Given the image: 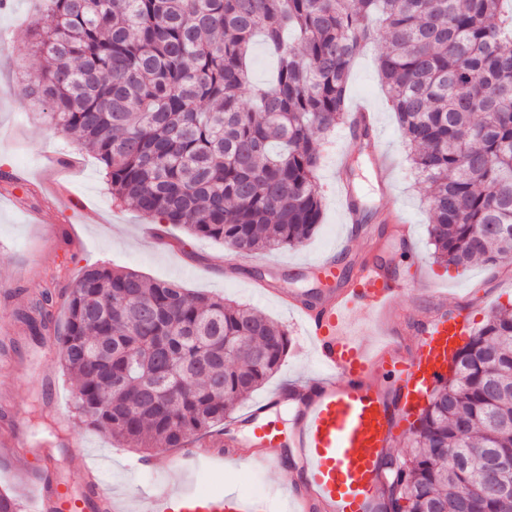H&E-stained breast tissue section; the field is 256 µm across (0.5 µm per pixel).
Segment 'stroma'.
<instances>
[{"label": "stroma", "mask_w": 512, "mask_h": 512, "mask_svg": "<svg viewBox=\"0 0 512 512\" xmlns=\"http://www.w3.org/2000/svg\"><path fill=\"white\" fill-rule=\"evenodd\" d=\"M384 49L383 33L375 32L351 67L347 102L348 109L369 110L382 134L380 149L346 146L340 131L330 132L316 171L323 207L314 234L296 248L250 255L117 206L95 155L74 135L48 137L33 104L21 102L22 86L42 65L39 54L14 46L0 52V154L9 159L0 169V311L15 312L46 288L62 291L93 265L130 268L151 280H174L189 292L248 305L287 330V356L253 394L254 399L264 398L313 376L317 367L296 315L277 299L262 297L256 284L264 280L313 301L322 297L330 283L317 274L315 264L344 238L339 182L345 179L377 236L368 256L386 264L395 278L422 274L432 287L446 290L448 314L466 315L472 329L482 327L492 310L512 302V261L495 267L479 261L459 271L435 263L427 233L428 189L411 165L379 77L378 57ZM391 209L406 217L411 246H402L389 225L379 223L380 212ZM400 303L402 341L410 350L418 341L420 320L437 308L424 291ZM54 343V337L47 336L33 344L26 327L16 321L0 330V349L11 355L9 363H0V389H7L24 410L28 435L57 448L60 475L71 489H79L84 468L93 466L125 500L127 512H138L142 498L163 488L197 495L241 489L269 500L280 512V490L289 476L285 469L265 474L212 460L187 463L171 474L134 467L130 459L141 456V449L119 444L78 417L72 405L77 383L56 363L51 369L65 405L51 419L40 420L38 410L46 401L43 350Z\"/></svg>", "instance_id": "1"}]
</instances>
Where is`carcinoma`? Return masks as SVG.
I'll return each instance as SVG.
<instances>
[{
	"mask_svg": "<svg viewBox=\"0 0 512 512\" xmlns=\"http://www.w3.org/2000/svg\"><path fill=\"white\" fill-rule=\"evenodd\" d=\"M512 0H44L22 87L104 165L112 196L241 254L297 247L322 218L319 144L345 119L372 33L402 140L429 187L436 263L512 259ZM277 67L253 84V39ZM56 294L16 311L38 343ZM57 338L77 415L137 448L217 433L281 366L288 334L247 306L130 269H85ZM387 455L382 512H456L487 454L512 456V305L462 347Z\"/></svg>",
	"mask_w": 512,
	"mask_h": 512,
	"instance_id": "cac0c4a2",
	"label": "carcinoma"
}]
</instances>
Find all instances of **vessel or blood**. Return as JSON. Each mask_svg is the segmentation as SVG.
Wrapping results in <instances>:
<instances>
[{
	"label": "vessel or blood",
	"mask_w": 512,
	"mask_h": 512,
	"mask_svg": "<svg viewBox=\"0 0 512 512\" xmlns=\"http://www.w3.org/2000/svg\"><path fill=\"white\" fill-rule=\"evenodd\" d=\"M406 284L386 277L374 263L362 262L354 280L328 293L312 308L292 301L300 313L312 355L320 368L312 381L284 388L254 402L238 416L251 431L232 441L227 457L259 471L282 469L285 457L300 470L284 486L286 512H375L379 490L377 463L391 445L396 426L383 372L398 375L403 402H410L423 382L445 375L435 363L449 337L468 335L462 317H429L423 322L417 349L405 355L391 342L396 332L397 299ZM380 326L381 340L356 336L357 324ZM296 400L288 433L267 417L283 400ZM0 469L24 476L36 512H125L118 496L103 486L95 469H87L79 493H72L56 470V450L32 446L22 423L0 433ZM141 512H271L264 498L239 493L177 495L142 503Z\"/></svg>",
	"instance_id": "obj_1"
}]
</instances>
